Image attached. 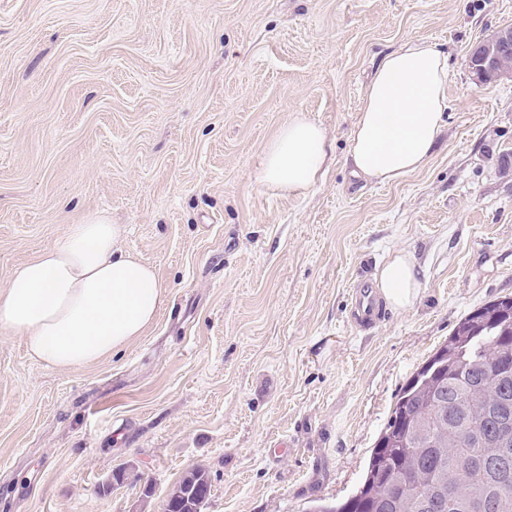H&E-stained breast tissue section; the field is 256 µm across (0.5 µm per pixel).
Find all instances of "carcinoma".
Here are the masks:
<instances>
[{"label": "carcinoma", "mask_w": 512, "mask_h": 512, "mask_svg": "<svg viewBox=\"0 0 512 512\" xmlns=\"http://www.w3.org/2000/svg\"><path fill=\"white\" fill-rule=\"evenodd\" d=\"M211 492L200 467L167 494L168 512H197ZM512 512V298L462 317L400 389L347 499L310 512Z\"/></svg>", "instance_id": "obj_1"}]
</instances>
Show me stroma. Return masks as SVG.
I'll return each mask as SVG.
<instances>
[{"label":"stroma","instance_id":"obj_1","mask_svg":"<svg viewBox=\"0 0 512 512\" xmlns=\"http://www.w3.org/2000/svg\"><path fill=\"white\" fill-rule=\"evenodd\" d=\"M510 24L512 0H0V280L104 214L165 291L76 369L0 331V512H162L198 466L201 512L351 496L412 373L512 296V81L466 65ZM411 40L448 55V125L425 168L366 183L362 95ZM296 112L335 154L304 197L255 178ZM399 250L419 299L351 327L353 286Z\"/></svg>","mask_w":512,"mask_h":512}]
</instances>
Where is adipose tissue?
Instances as JSON below:
<instances>
[{"label":"adipose tissue","mask_w":512,"mask_h":512,"mask_svg":"<svg viewBox=\"0 0 512 512\" xmlns=\"http://www.w3.org/2000/svg\"><path fill=\"white\" fill-rule=\"evenodd\" d=\"M448 56L435 44L409 41L383 56L367 85L351 132L352 172L392 184L424 168L444 128ZM324 128L291 115L265 146L256 170L263 188L302 195L327 169ZM121 225L103 215L69 225L63 240L13 267L0 282V329L24 339L45 364L73 369L120 350L155 321L164 290L155 270L118 250ZM375 287L396 310L411 307L421 283L409 253L379 268Z\"/></svg>","instance_id":"obj_1"}]
</instances>
